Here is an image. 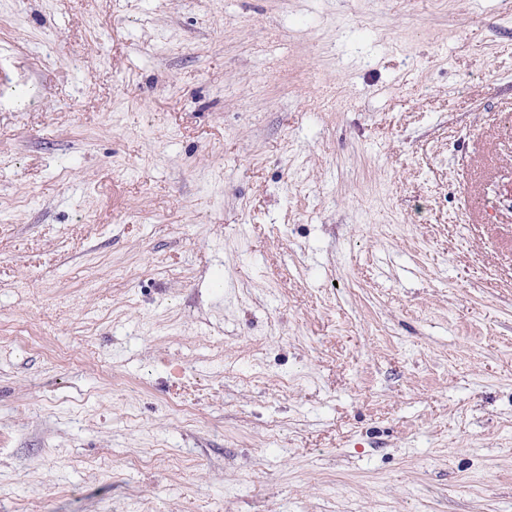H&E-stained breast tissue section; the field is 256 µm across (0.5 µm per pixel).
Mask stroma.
I'll use <instances>...</instances> for the list:
<instances>
[{"mask_svg": "<svg viewBox=\"0 0 512 512\" xmlns=\"http://www.w3.org/2000/svg\"><path fill=\"white\" fill-rule=\"evenodd\" d=\"M512 6L0 0V512H512Z\"/></svg>", "mask_w": 512, "mask_h": 512, "instance_id": "35a3bbf8", "label": "stroma"}]
</instances>
